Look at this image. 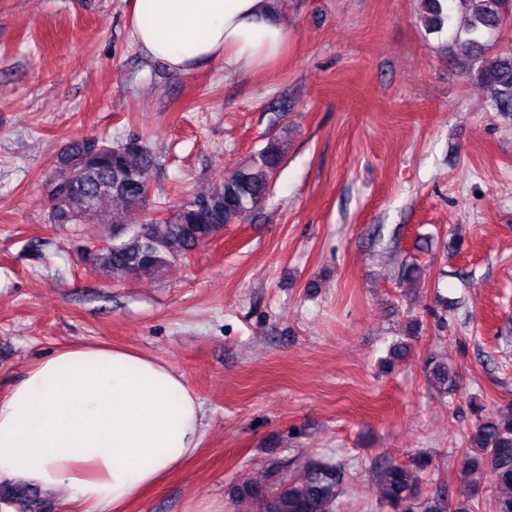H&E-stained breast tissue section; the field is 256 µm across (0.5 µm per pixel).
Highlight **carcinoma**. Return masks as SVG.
I'll list each match as a JSON object with an SVG mask.
<instances>
[{"mask_svg": "<svg viewBox=\"0 0 512 512\" xmlns=\"http://www.w3.org/2000/svg\"><path fill=\"white\" fill-rule=\"evenodd\" d=\"M427 27L439 32L448 20L449 3L471 7L464 35L455 43L480 82L491 93L494 108L512 112V55L487 56L486 37L512 17V0H421ZM284 156L277 140L204 194L172 208L161 219L126 224L105 209L117 201L127 210H142L148 202L149 173L157 163L144 140L131 135L115 144L91 137L74 143L48 183L51 224H116L119 230L81 260L101 267L114 278L156 272L214 238L228 224L240 223L263 202L269 182ZM432 388L443 396L454 387V370L433 355L424 364ZM458 459L464 474L490 473L495 491L490 512H512V415L478 417L465 436ZM425 459L388 461L377 474L378 507L388 512H473L470 502L479 488L470 483L455 495L439 487L422 497L419 474ZM346 489L344 467L326 457L309 458L280 480L271 491L251 482L236 488L237 497L259 502L261 512H337Z\"/></svg>", "mask_w": 512, "mask_h": 512, "instance_id": "1", "label": "carcinoma"}]
</instances>
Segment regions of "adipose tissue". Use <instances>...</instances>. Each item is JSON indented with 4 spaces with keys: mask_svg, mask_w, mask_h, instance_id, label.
I'll return each mask as SVG.
<instances>
[{
    "mask_svg": "<svg viewBox=\"0 0 512 512\" xmlns=\"http://www.w3.org/2000/svg\"><path fill=\"white\" fill-rule=\"evenodd\" d=\"M139 47L177 73L262 67L288 42L273 0H129ZM204 412L182 373L124 348L69 345L0 397V479L69 490L75 512H123L200 448Z\"/></svg>",
    "mask_w": 512,
    "mask_h": 512,
    "instance_id": "adipose-tissue-1",
    "label": "adipose tissue"
}]
</instances>
